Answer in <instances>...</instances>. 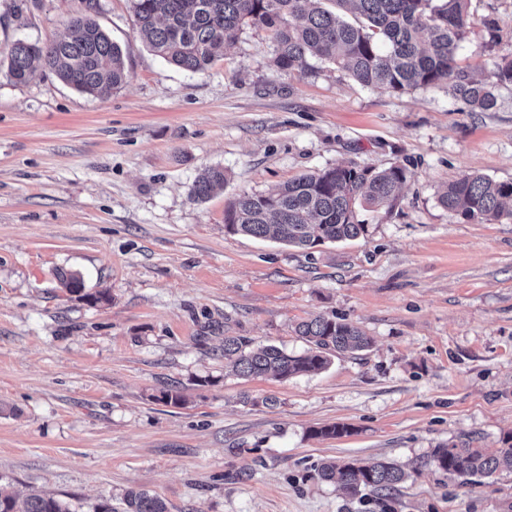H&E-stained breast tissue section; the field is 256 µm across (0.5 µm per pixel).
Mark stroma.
Segmentation results:
<instances>
[{"instance_id": "1", "label": "stroma", "mask_w": 512, "mask_h": 512, "mask_svg": "<svg viewBox=\"0 0 512 512\" xmlns=\"http://www.w3.org/2000/svg\"><path fill=\"white\" fill-rule=\"evenodd\" d=\"M81 7L0 0V476L116 512L131 489L169 512H512V474L461 485L427 462L439 444L491 452L512 432V220L466 222L438 202L467 174L512 181V85L474 112L444 84L366 87L316 59L283 71L271 33L250 26L191 73L139 39L131 0L97 13L121 87L10 80L8 45L52 42ZM510 54L512 0H470L460 65L489 82ZM393 164L407 170L399 199L359 209L357 239L302 249L224 228L239 194ZM209 167L224 190L194 200ZM61 271L81 272L85 295ZM318 314L362 328L368 350L287 380L225 362L228 335L304 352L294 327ZM331 424L352 432L311 436ZM327 458L410 477L383 505L314 479ZM243 469L251 479L229 480Z\"/></svg>"}]
</instances>
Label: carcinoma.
Here are the masks:
<instances>
[{"label":"carcinoma","mask_w":512,"mask_h":512,"mask_svg":"<svg viewBox=\"0 0 512 512\" xmlns=\"http://www.w3.org/2000/svg\"><path fill=\"white\" fill-rule=\"evenodd\" d=\"M133 0L138 36L158 56L188 72L206 70L215 51L238 40L245 26L265 29L276 43L275 64L293 71L315 57L335 65L367 87L389 91L427 89L445 83L452 95L476 112L497 106L495 88L512 84V58L496 63L492 84L461 70L457 49L467 26L468 0ZM97 0H85L65 34L44 45L22 39L7 49L9 78L25 83L40 64L78 91L94 94L122 86L127 79L123 54L96 20ZM406 169L337 165L302 174L273 192L244 193L224 209V228L233 234L271 238L288 246L314 248L363 236L368 225L357 209L395 206ZM222 168H206L192 186L197 201L224 189ZM440 205L467 221L512 220V182L465 175L448 183ZM58 278L70 293L84 290L83 276L61 271ZM295 331L307 344L301 354L268 345L249 349L245 336L224 337V359L244 377L278 380L326 369L332 358L364 351L370 339L343 317L318 315L299 322ZM351 433L344 424L311 431L340 438ZM494 453L468 445L442 444L430 462L464 483L473 477L512 473V432ZM317 476L337 482L350 495L364 490L391 492L408 474L393 462L330 459L315 466ZM123 512H168L166 502L145 490L124 496ZM0 512H77L68 501L32 494L23 500L0 484Z\"/></svg>","instance_id":"1"}]
</instances>
